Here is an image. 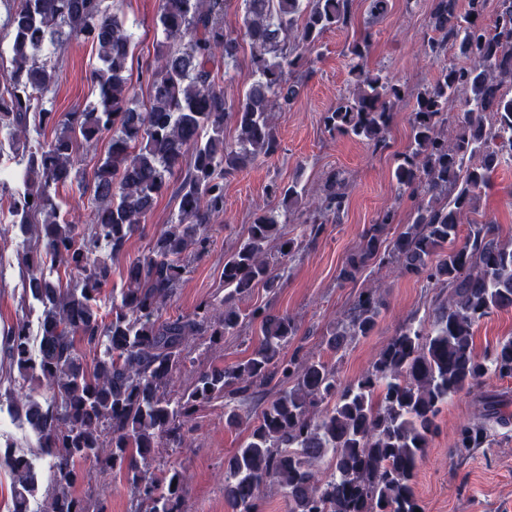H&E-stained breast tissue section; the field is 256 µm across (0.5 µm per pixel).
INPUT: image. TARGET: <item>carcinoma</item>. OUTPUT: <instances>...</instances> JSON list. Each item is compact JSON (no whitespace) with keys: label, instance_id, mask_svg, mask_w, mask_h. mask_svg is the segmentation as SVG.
<instances>
[{"label":"carcinoma","instance_id":"1","mask_svg":"<svg viewBox=\"0 0 512 512\" xmlns=\"http://www.w3.org/2000/svg\"><path fill=\"white\" fill-rule=\"evenodd\" d=\"M242 2L238 37L224 27L226 0H160L163 40L146 66L149 96L141 103L127 76L133 35L107 0H9L11 69L0 83V132L7 140L28 139L30 120L51 116L45 99L59 72L44 57L47 48L82 40L95 47L99 61L92 72L96 102L65 113L55 137L20 159L22 185L11 195L8 217L74 273L61 288L43 275L40 258L23 254L25 290L42 307L37 356L27 349L25 319L3 338L10 366L49 392L43 400L33 391L4 392L14 415L55 461L48 512H88L75 492L79 460L124 476L137 497L134 512H183L185 472L172 467L158 479L147 463L156 448L183 447L196 409L219 397L224 425L247 426L224 460V501L233 512H254L267 485L283 492L289 512H421L414 479L442 407L488 374L512 377L511 337L482 357L473 350L474 325L495 310L512 309V242L502 241L490 222L471 221L461 234L463 216L476 212L492 173L512 163V0H498L488 22L486 0H466L463 11L458 0H432L424 55L439 59L450 47L462 55L442 64L434 82L417 92L411 142L392 170L399 191L422 193L394 234L395 209L381 211L339 271L338 279L353 282L390 263L425 278L440 289L428 320L405 323L371 369L349 384L321 359L285 357L298 333L294 319L268 306L246 311L238 301L259 285L269 294L282 288L275 262L300 248L284 231L305 199L297 179L271 186L275 204L225 256L219 305L162 318L192 258L207 251L208 228L224 215V180L277 153L276 115L299 95L306 53L324 33L352 21L353 0ZM244 41L254 81L230 103L219 72L239 65ZM369 51L368 34L348 46L351 88L322 123L331 135L381 151L405 90L367 68ZM454 102L462 115L450 138L445 127ZM230 117L237 132L232 142L224 137ZM104 138L109 147L93 170L95 207L84 228L61 216L52 193L77 177L80 152ZM347 187L342 171L325 177L304 220L310 237L340 219ZM167 192L178 211L148 253L129 263L105 319L97 296L112 279L109 259L125 251ZM382 307L379 289L362 291L324 334L328 350L337 354L370 335ZM246 321L259 326L249 357L200 371L190 389L174 390V376L193 347L232 335ZM83 345L99 349L91 367ZM272 384L279 391L268 398ZM254 399L260 411L248 424L240 405ZM476 404L480 420L459 429V451L483 447L491 422L512 425L505 394L481 392ZM324 459L329 474L318 478L310 466ZM8 468L13 512H27L39 474L26 457Z\"/></svg>","mask_w":512,"mask_h":512}]
</instances>
